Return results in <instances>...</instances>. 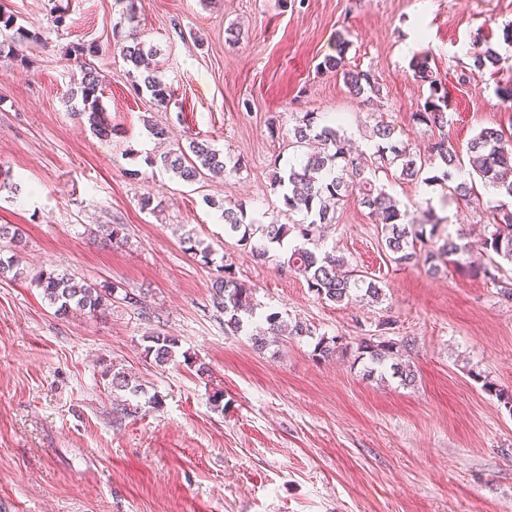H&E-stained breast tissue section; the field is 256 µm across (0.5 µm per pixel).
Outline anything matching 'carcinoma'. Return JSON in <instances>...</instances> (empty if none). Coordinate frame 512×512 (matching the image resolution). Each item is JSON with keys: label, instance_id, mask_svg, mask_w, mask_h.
Returning <instances> with one entry per match:
<instances>
[{"label": "carcinoma", "instance_id": "cac0c4a2", "mask_svg": "<svg viewBox=\"0 0 512 512\" xmlns=\"http://www.w3.org/2000/svg\"><path fill=\"white\" fill-rule=\"evenodd\" d=\"M10 35L0 40V54L12 53L15 45L24 39H34L36 34L16 25L13 15L0 8V31ZM117 49L124 61L139 73L137 89H146L154 101L162 105L170 98V90L150 68L149 58L156 55L153 49H145L138 41L136 31L127 35L116 34ZM90 47L73 50V65L79 70L80 78L73 96L81 97L82 107L74 110L78 117H85L95 135L109 138L115 131L106 113L99 105L102 79L100 73L86 61ZM348 42L340 37L336 41L335 54L328 55L318 64L319 70L334 72L342 77L349 93L365 102L380 98L382 89L375 76L365 70L346 68ZM502 61L500 53L487 46L473 52V67L479 72L497 71ZM413 76L428 84V95L422 105L412 114L413 121L439 131L448 126V91L442 80L433 74L429 57L414 58L410 63ZM375 139L373 159L375 169L395 168L393 176L407 181L423 180L448 188L449 196L457 202L480 205L476 183L491 188L502 197L498 204L489 207L488 224L480 240V250L489 258V263L470 267L476 275L491 280L500 288V295L512 300V132L503 129L484 128L470 141L468 146L470 171L468 178H461V163L448 135L439 137L428 146L427 154L418 156L411 148L397 139V130L391 124L379 120L372 129ZM289 145L296 157L288 161V169L278 168L273 161V185L281 188L282 200L288 213L301 215L295 224L245 223L246 211L243 205L224 208V224L228 230L240 236V242L250 246L252 256L257 260L269 258L270 250L281 247L290 237L298 240L288 253V270L304 278L308 290L321 300L342 303L357 297L362 291L373 301L382 297V288L373 280L357 274L348 262L333 251L322 249L316 242V233L321 224L332 222L328 202L339 203L349 194L358 192L361 204L381 224V238L391 260L396 264L421 261L432 274H438L456 256L468 250L464 237L453 235L443 227L444 218L438 216L431 205L423 210V219L412 216L408 208L376 185L366 175L368 164L351 156L348 141L340 130L322 125L312 112H306L296 119L288 130ZM151 165L159 164L173 172L180 180L194 183L205 175L231 174L241 168L236 161L228 165L220 151L205 140L192 139L186 145H177L167 152L148 158ZM433 175L422 177L425 171ZM42 289L43 296L60 316L80 312L94 315L104 309L112 299L138 308L144 302L140 296L127 290L118 294L119 287H97L86 281H78L54 271H40L34 278ZM213 304L224 313L225 329L238 333L244 330V318L253 315V288L241 282L233 270V264L226 263L217 269L212 285ZM265 328L250 336L257 349H263L269 342L281 336H313L315 331L300 320H286L278 312L263 316ZM394 321L386 319L379 323L378 335L360 339V355L368 357L369 373L386 367L403 382H413L415 374L407 366L397 362L399 351L412 349L414 340L403 337L395 340L389 337ZM155 361L165 363L172 358L175 339L156 335L151 337ZM340 348L339 337L320 336L314 346V356L329 358Z\"/></svg>", "mask_w": 512, "mask_h": 512}]
</instances>
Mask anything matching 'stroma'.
<instances>
[{
	"mask_svg": "<svg viewBox=\"0 0 512 512\" xmlns=\"http://www.w3.org/2000/svg\"><path fill=\"white\" fill-rule=\"evenodd\" d=\"M5 3L36 36L0 57V224L20 228L24 271L0 277V512H512V412L483 387L512 389V303L460 266L432 276L395 264L354 194L322 245L377 280L376 302L317 299L288 272L287 250L254 259L221 216L241 203L254 223L295 222L271 162L291 158L300 112L338 123L367 156L379 119L426 151L438 132L411 118L428 88L409 67L424 53L467 161L481 129L512 127V103L496 93L512 82V0H136L131 23L124 0ZM132 29L158 50L168 106L134 90L114 40ZM340 34L349 68L380 83L379 105L319 70ZM83 45L117 129L107 140L72 114L69 53ZM486 45L504 57L494 75L473 67ZM151 122L175 142L209 140L241 170L187 184L146 164L160 151ZM377 181L402 203L431 202L450 232L486 221L440 186ZM106 224L121 225V241L101 242ZM189 236L212 248V265L186 251ZM221 260L261 311L341 337L347 352L320 361L314 337L259 351L225 332L212 303ZM45 269L141 294L150 314L114 301L58 316L31 281ZM386 318L392 337L415 340L402 355L412 384L365 375L357 344ZM155 334L177 341L162 365L148 351ZM114 371L138 393L113 391Z\"/></svg>",
	"mask_w": 512,
	"mask_h": 512,
	"instance_id": "35a3bbf8",
	"label": "stroma"
}]
</instances>
